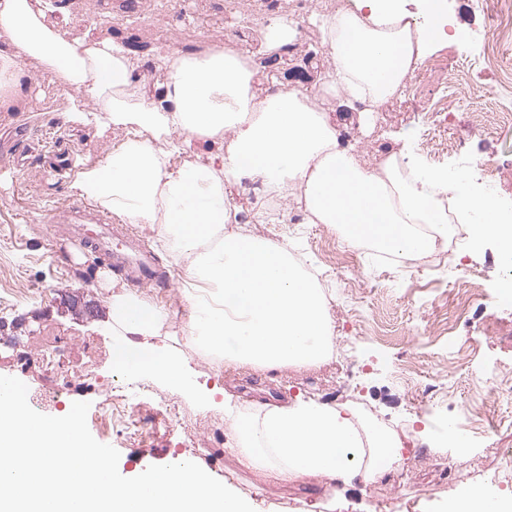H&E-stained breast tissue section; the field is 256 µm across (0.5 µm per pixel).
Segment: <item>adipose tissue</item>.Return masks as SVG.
<instances>
[{"label":"adipose tissue","instance_id":"adipose-tissue-1","mask_svg":"<svg viewBox=\"0 0 512 512\" xmlns=\"http://www.w3.org/2000/svg\"><path fill=\"white\" fill-rule=\"evenodd\" d=\"M355 5L314 18L330 60L317 84L347 110L399 95L406 76L445 37L433 22L434 0L421 2L424 26L413 24L402 0ZM55 10L54 0H0V95H28L24 63L35 59L74 93L66 122L133 131L104 160L81 170L73 187L123 223L156 225L159 241L176 258H192V283L183 291L193 310L188 333L225 363L262 370L315 365L329 356L335 335L323 293L285 247L234 235L209 247L231 219L225 185L260 182L272 202L294 200L304 223L336 225L349 245L369 241L406 253L425 252L436 236H447L443 198L451 194L461 212L475 217L474 248L490 241L512 247V220L483 195L463 190L461 178L423 168L406 149L365 169L306 89H261L254 61L233 46L159 57L158 67L170 77L155 95L139 83L120 44L105 39L87 46L49 27L45 18ZM223 137L224 150L173 168L180 145ZM110 317L125 336L112 350L121 368L146 367L181 381L180 350L151 342L166 320L161 309L124 292L113 295ZM231 427L242 465L274 463L287 482L369 481L403 459L393 433L359 432L351 409L314 400L235 415ZM448 512H512V497L465 489L449 500Z\"/></svg>","mask_w":512,"mask_h":512}]
</instances>
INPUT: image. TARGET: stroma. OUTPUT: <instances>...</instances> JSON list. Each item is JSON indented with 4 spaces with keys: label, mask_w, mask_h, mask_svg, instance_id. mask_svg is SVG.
<instances>
[{
    "label": "stroma",
    "mask_w": 512,
    "mask_h": 512,
    "mask_svg": "<svg viewBox=\"0 0 512 512\" xmlns=\"http://www.w3.org/2000/svg\"><path fill=\"white\" fill-rule=\"evenodd\" d=\"M60 9L48 16L49 25L70 38H133L139 49L134 57L138 74L144 75L151 92H160L167 80L156 69L159 50L197 52L232 45L261 55V35L250 20L289 17L299 24L295 50L268 71L272 81L288 80L313 87L326 66L318 47V31L310 23L314 14L325 13V0H248L247 15L232 10L230 0H120L107 10L100 0H58ZM314 53L312 65L304 56ZM468 52L466 45L444 40L433 47L440 60L437 73L415 71L402 93L378 112H335L331 118L341 132L343 145L354 147L362 165L373 168L378 145L401 150L413 144L424 167L467 172L468 162L480 163L496 173L505 156H512V125L499 122L512 101L500 95L496 72L476 73L465 90L472 110L484 112L483 125H474L472 111L452 113L447 124L433 126L429 114L440 91ZM32 95L10 109H0V136L9 137L27 126L29 164L19 174L0 169V295L29 289L26 302L0 310V375L22 378L29 391H37L39 378L22 374L17 360L28 337L46 332L95 339L111 349L119 338L109 317L114 294L131 286L113 274L91 249L68 243L56 245L42 230L43 209L77 201L72 188L76 166L105 157L127 137L122 128L100 136L96 125L65 123L69 94L58 90L55 77L38 61L27 60ZM72 143V167L63 173L49 170L50 146L58 133ZM455 142L458 156H449L446 145ZM231 210L246 211L248 223L225 225L224 231L239 236H258L275 244L289 243L308 265L322 274L320 288L331 299L329 314L336 327L335 347L339 365L283 367L272 371L222 366L186 341L182 319L168 323L155 345L178 344L187 356L189 389L172 387L160 374L142 377V384L178 405L179 416L160 412L144 439L103 431L98 416L107 411L105 399L118 369L111 359L100 366L98 389L84 394L90 404L87 421L92 436L120 453L122 476L134 477L151 465L195 459L205 471L252 502L256 512H377L375 496H394V512H445L448 501L464 486L495 485L512 493L507 477L512 461L502 454L512 450V403H492L504 425L476 430L467 415L487 393L486 374L512 378V310L497 307V293L504 279L498 249L489 243L472 248L469 238L449 225L445 255L437 270L398 269L378 263L367 251L354 254L345 248L339 232L330 224L261 223L251 200L239 186L229 187ZM133 230L154 253L171 280L170 287H151L148 304L167 308L182 302V286L189 278L186 262H175L161 247L152 225ZM481 285L482 301L472 303L470 290ZM89 303L94 319L62 309V298ZM457 318L455 332H447V318ZM413 359L412 378H404L386 361ZM435 389L436 410L417 415L410 407L419 383ZM315 399L351 408L368 426L399 433L404 459L382 478L350 485L318 478L283 482L270 470L243 467L231 454L211 463L207 449L198 447L208 425L223 428L225 443H233L228 412L249 413L264 404H283L297 398ZM466 429L470 446L459 454L446 446L449 425Z\"/></svg>",
    "instance_id": "1"
}]
</instances>
